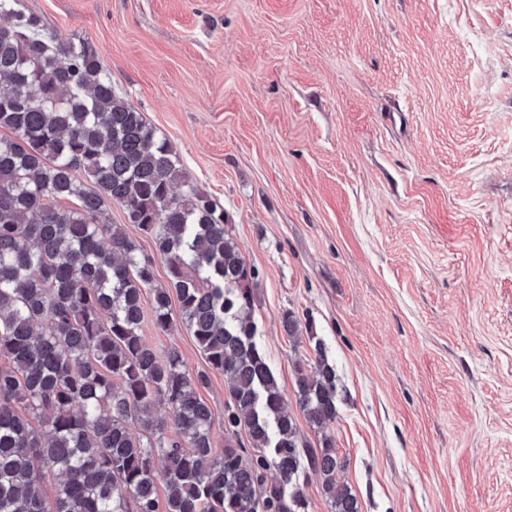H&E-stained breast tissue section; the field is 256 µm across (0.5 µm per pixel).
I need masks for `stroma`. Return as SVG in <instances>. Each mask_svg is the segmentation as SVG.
<instances>
[{"mask_svg":"<svg viewBox=\"0 0 512 512\" xmlns=\"http://www.w3.org/2000/svg\"><path fill=\"white\" fill-rule=\"evenodd\" d=\"M224 210L257 342L362 512H512V0H26ZM294 313L297 336L282 318ZM152 344L207 371L193 336ZM323 342L337 417L294 366ZM199 395L225 434L223 373ZM315 361H302L295 365L296 395L300 411L308 423L324 427L337 416L336 372L325 357L321 342L315 344Z\"/></svg>","mask_w":512,"mask_h":512,"instance_id":"35a3bbf8","label":"stroma"}]
</instances>
